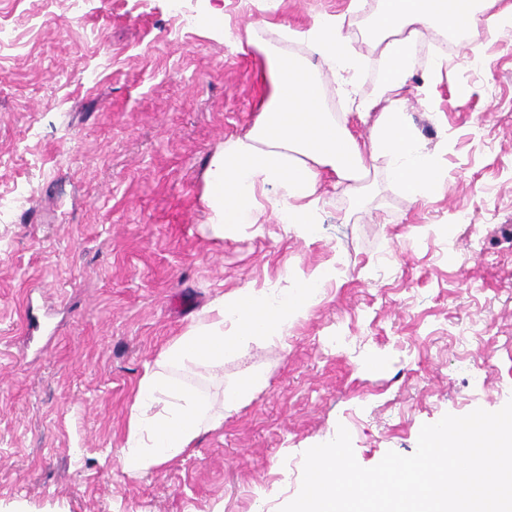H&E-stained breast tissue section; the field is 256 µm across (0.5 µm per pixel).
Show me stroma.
Instances as JSON below:
<instances>
[{
	"instance_id": "stroma-1",
	"label": "stroma",
	"mask_w": 512,
	"mask_h": 512,
	"mask_svg": "<svg viewBox=\"0 0 512 512\" xmlns=\"http://www.w3.org/2000/svg\"><path fill=\"white\" fill-rule=\"evenodd\" d=\"M349 5L189 0L180 29L168 0H0V199L28 197L0 222V512H279L304 452L338 428L370 468L412 455L423 425L512 400V31L448 47L431 90L434 44L414 50L408 112L448 149L441 194L413 201L380 159L368 195L336 194L315 240L204 229L207 159L268 94L263 57L225 29H303ZM319 268L336 274L287 336L186 376L218 399L258 370L262 390L190 453L125 473L146 365L203 308Z\"/></svg>"
}]
</instances>
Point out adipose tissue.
Here are the masks:
<instances>
[{
    "mask_svg": "<svg viewBox=\"0 0 512 512\" xmlns=\"http://www.w3.org/2000/svg\"><path fill=\"white\" fill-rule=\"evenodd\" d=\"M378 0L369 35L386 65L377 95L360 93L366 58L356 47L345 16L325 14L304 29L270 28L256 21L235 48L251 47L269 66L270 94L252 127L227 139L209 158L201 200L211 236L242 226L262 227L268 219L311 238L328 200L325 180L353 201L364 198L368 164L388 161L389 178L413 200L445 189L448 167L440 151L427 149L406 110L413 72L412 50L426 33L460 34L483 26L491 34L512 30V0ZM276 31L270 41L268 31ZM302 54L285 50V43ZM340 86L351 113L370 122L367 140L358 139L346 121L325 104L327 82ZM326 273L317 270L292 280L282 297L263 289L237 291L203 310L154 364L146 366L130 408L128 437L119 462L136 475L191 449L201 431L215 430L244 406L265 383L247 375L226 389L222 401L185 383L182 373L224 367L226 352L251 341L284 336L290 321L307 318L322 298Z\"/></svg>",
    "mask_w": 512,
    "mask_h": 512,
    "instance_id": "ef3b65f1",
    "label": "adipose tissue"
}]
</instances>
